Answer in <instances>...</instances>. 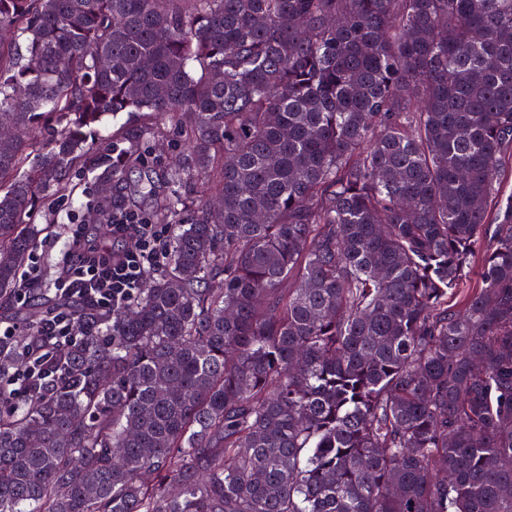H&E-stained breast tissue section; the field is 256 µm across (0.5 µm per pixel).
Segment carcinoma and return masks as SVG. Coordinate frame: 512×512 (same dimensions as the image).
Returning <instances> with one entry per match:
<instances>
[{"mask_svg":"<svg viewBox=\"0 0 512 512\" xmlns=\"http://www.w3.org/2000/svg\"><path fill=\"white\" fill-rule=\"evenodd\" d=\"M158 117L167 259L0 415V512H512V0H0V297Z\"/></svg>","mask_w":512,"mask_h":512,"instance_id":"cac0c4a2","label":"carcinoma"}]
</instances>
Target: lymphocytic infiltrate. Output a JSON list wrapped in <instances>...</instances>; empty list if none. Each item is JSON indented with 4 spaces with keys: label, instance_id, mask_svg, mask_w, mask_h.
<instances>
[{
    "label": "lymphocytic infiltrate",
    "instance_id": "1",
    "mask_svg": "<svg viewBox=\"0 0 512 512\" xmlns=\"http://www.w3.org/2000/svg\"><path fill=\"white\" fill-rule=\"evenodd\" d=\"M172 228L154 223L140 210L114 209L105 224H76L62 248L59 273L49 291L56 307L41 310L34 322L0 319V340L25 337L31 359L15 367L0 394L15 400L41 394L68 356L86 336L78 313L105 316L128 306L144 286L148 271L160 267L169 249Z\"/></svg>",
    "mask_w": 512,
    "mask_h": 512
}]
</instances>
